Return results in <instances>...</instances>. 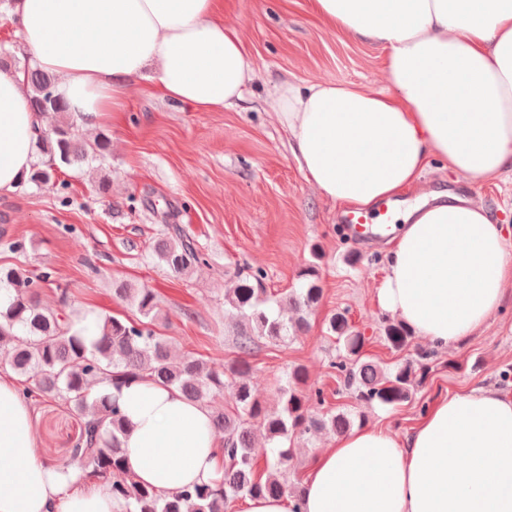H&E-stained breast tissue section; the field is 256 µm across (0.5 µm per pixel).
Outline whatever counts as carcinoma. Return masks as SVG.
<instances>
[{"label": "carcinoma", "instance_id": "obj_1", "mask_svg": "<svg viewBox=\"0 0 512 512\" xmlns=\"http://www.w3.org/2000/svg\"><path fill=\"white\" fill-rule=\"evenodd\" d=\"M34 111L64 113L66 104L57 96L51 76L29 66L23 68ZM38 146L45 156L33 165L29 181L49 184L63 166L79 165L90 158L103 160L109 141L100 137L90 147L81 144L76 125L63 122L38 131ZM152 257L172 273L185 275L209 264L196 240L175 224L160 231L152 246ZM264 273L242 270L234 288L224 297L226 313L244 322L237 333L236 362L220 370L204 361L187 357L171 361L170 343L154 329L159 308L150 288L115 284L114 295L129 302L141 316L138 321L114 316L100 319V336L87 348L80 336L69 334L72 316L45 310L40 291L56 283V271L44 267L32 273L21 266L0 269V291L9 306L0 309V353L18 374L35 371L34 387H26L27 399H61L85 419L84 430L73 448V458L85 476L112 486V497L125 502L127 512H228L235 500L253 496L286 494L284 473L291 449L283 444L294 437L323 431L341 435L350 429L347 412L311 414L310 402H324L323 391L308 384L301 366L288 372L285 401L277 411H269L254 397L249 382L251 366L247 356L260 338L286 340L306 327L305 313L318 303L322 288L314 281L315 269L302 272L305 283L279 297H270L262 287ZM328 329L338 343L337 360L330 363L356 400L368 405L396 406L412 401L416 370H429V353L418 354L392 369L364 358L365 337L353 330L347 312H336ZM383 339L394 350L403 349L410 332L401 323L386 322ZM108 379L118 386L132 379H149L174 386L192 401L212 409V427L224 433V473L221 478L172 494H160L137 483L126 471L122 438L126 420L116 400L93 393ZM229 393L232 405L213 407L216 398ZM259 422L271 447L259 450L251 436V426ZM263 451L270 471L266 478L256 475L255 456Z\"/></svg>", "mask_w": 512, "mask_h": 512}]
</instances>
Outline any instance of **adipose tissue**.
I'll use <instances>...</instances> for the list:
<instances>
[{"label": "adipose tissue", "instance_id": "obj_1", "mask_svg": "<svg viewBox=\"0 0 512 512\" xmlns=\"http://www.w3.org/2000/svg\"><path fill=\"white\" fill-rule=\"evenodd\" d=\"M337 28L386 50L390 88L284 81L271 92L290 152L342 209L418 187L432 158L476 180L512 170V0H312ZM221 0H14L34 64L53 74L79 127L123 111L133 84L200 112L242 99L254 70ZM23 73H0V193L35 160ZM390 240L379 307L440 348L473 336L512 287V239L482 208L453 197L417 204ZM0 374V512H124L109 485L44 461L30 405ZM114 396L130 429L126 466L170 493L218 479L224 450L209 409L139 379ZM301 512H512V398L492 387L437 399L398 438L360 427L320 450Z\"/></svg>", "mask_w": 512, "mask_h": 512}]
</instances>
